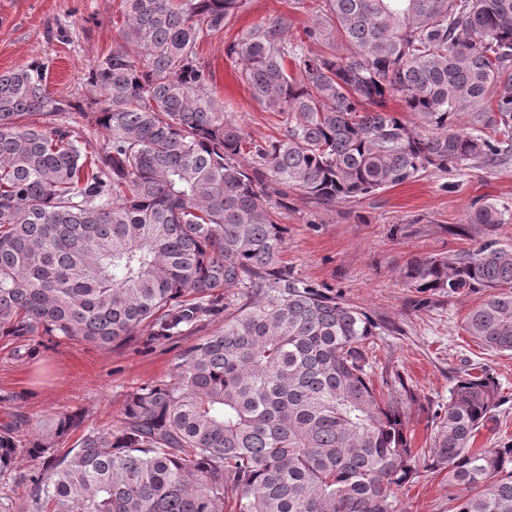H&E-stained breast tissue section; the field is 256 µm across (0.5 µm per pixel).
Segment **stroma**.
I'll list each match as a JSON object with an SVG mask.
<instances>
[{"label": "stroma", "instance_id": "1", "mask_svg": "<svg viewBox=\"0 0 512 512\" xmlns=\"http://www.w3.org/2000/svg\"><path fill=\"white\" fill-rule=\"evenodd\" d=\"M119 6L120 0H0V73L43 59L50 63L47 82L54 98L86 97L90 65L120 41ZM282 14L292 20V36L312 24L311 12L295 8L294 0H243L230 24L198 47L201 62L215 74L211 95L256 142L279 136L284 117L253 98L226 48ZM483 202L508 207L504 223L491 233L467 221ZM279 221L285 238L282 267L300 281L341 295L378 323L369 344L370 372L378 384L402 376L413 390L415 398L404 412L414 447L432 444L433 414L447 403L464 369L490 373L500 387L494 419L478 434L476 447L512 444V353L488 349L464 330L480 294L422 293L400 277L414 256L453 259L490 238L512 248V157L492 167L429 171L327 206L293 191ZM193 342L184 336L151 344L143 331L106 348L55 336H0V415L41 421L73 411L83 414L86 425L118 426L128 394L145 383L172 379L180 354ZM396 497L399 512H453L444 471L428 473Z\"/></svg>", "mask_w": 512, "mask_h": 512}]
</instances>
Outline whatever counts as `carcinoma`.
<instances>
[{
  "label": "carcinoma",
  "mask_w": 512,
  "mask_h": 512,
  "mask_svg": "<svg viewBox=\"0 0 512 512\" xmlns=\"http://www.w3.org/2000/svg\"><path fill=\"white\" fill-rule=\"evenodd\" d=\"M242 2L120 0L121 44L90 66L82 104L51 96L47 60L0 74V335L110 347L224 315L173 379L127 397L115 429L61 412L23 445L21 422H1L0 476L23 453L43 459L31 512H397L394 489L446 469L454 512H512V445L473 447L494 378L457 376L431 447L413 448L394 399L411 389L368 372L378 324L278 266L277 221L290 189L330 204L512 155V0H315L299 38L286 16L251 29L229 51L253 98L285 115L256 146L197 55ZM504 216L488 202L468 223L491 232ZM401 277L483 292L464 329L512 352V249L415 257Z\"/></svg>",
  "instance_id": "1"
}]
</instances>
